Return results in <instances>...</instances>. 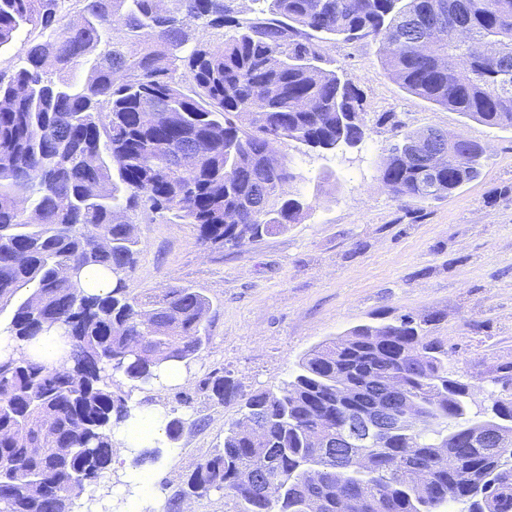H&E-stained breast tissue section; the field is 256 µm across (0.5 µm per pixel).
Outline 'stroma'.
I'll return each mask as SVG.
<instances>
[{
    "label": "stroma",
    "instance_id": "obj_1",
    "mask_svg": "<svg viewBox=\"0 0 512 512\" xmlns=\"http://www.w3.org/2000/svg\"><path fill=\"white\" fill-rule=\"evenodd\" d=\"M326 48L362 92L368 138L344 152L281 145L296 174L287 191L310 205L301 223L227 249L202 244L192 224L134 220L140 246L130 290L183 286L211 301L209 346L182 383L150 395L185 424L149 467L154 494L145 512H165L239 417L238 403L211 399L204 379L230 376L245 395L274 388L318 343L408 313L434 315L428 334L447 348L449 373L473 386V409L489 405V377L512 362V128L408 92L370 40L332 35ZM427 128L482 145L480 174L443 199H394L380 180L387 150Z\"/></svg>",
    "mask_w": 512,
    "mask_h": 512
}]
</instances>
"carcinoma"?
Masks as SVG:
<instances>
[{"instance_id": "carcinoma-1", "label": "carcinoma", "mask_w": 512, "mask_h": 512, "mask_svg": "<svg viewBox=\"0 0 512 512\" xmlns=\"http://www.w3.org/2000/svg\"><path fill=\"white\" fill-rule=\"evenodd\" d=\"M63 2L0 0V47L23 27L40 30L24 43L25 66L0 75V305L30 290L6 329L19 342L61 329L72 362L0 358V512H74L84 484L112 465L113 429L140 408L115 375L153 389L164 364L189 367L208 341L203 293L130 291L132 217L193 224L202 243L238 248L306 214L283 191L295 175L282 143H364L362 94L324 67L322 34L369 38L409 92L512 127V0H270L252 18L232 0H75L78 24L63 22ZM197 22L214 38L191 40ZM179 53L186 86L169 76ZM425 142L448 149V169L430 172L425 153L406 160ZM474 151L460 135L410 131L388 149L381 182L399 201L444 198L477 177ZM94 269L112 274L109 293L86 292L82 275ZM423 322L404 314L356 327L310 350L277 389L243 398L223 448L197 464L167 512L213 490L236 512H507L512 463L466 440L473 390L449 376L448 351ZM376 377L405 391L379 393ZM490 382L501 388L490 414L512 417V363ZM343 383L353 394L339 402ZM203 387L220 403L239 398L229 376ZM409 396L421 405L409 428L363 450L336 447L347 414L377 403L395 411ZM435 420L452 430L429 432ZM164 421L177 440L182 418ZM162 453L142 448L132 465ZM315 467L319 487L306 477Z\"/></svg>"}]
</instances>
